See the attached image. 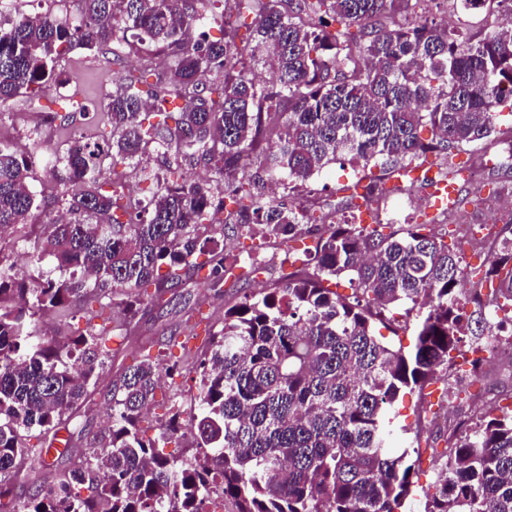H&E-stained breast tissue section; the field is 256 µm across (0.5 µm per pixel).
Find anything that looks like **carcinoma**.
Listing matches in <instances>:
<instances>
[{
    "label": "carcinoma",
    "mask_w": 512,
    "mask_h": 512,
    "mask_svg": "<svg viewBox=\"0 0 512 512\" xmlns=\"http://www.w3.org/2000/svg\"><path fill=\"white\" fill-rule=\"evenodd\" d=\"M221 1L232 7L218 10ZM487 1L509 24L460 41L416 19L421 0H77L76 26L49 9L13 18L0 0V107L63 83L58 63L75 49L118 61L136 42L154 47L139 68L116 74L102 113L78 103L44 115L105 127L99 141L42 157L60 186L54 222L35 223L45 200L31 187L34 155L0 141V230L29 225L33 259L68 272H20L0 245V512H201L215 480L233 512H405L420 452L388 451L392 410L438 370L452 372L462 337L479 341L493 325L481 308L464 311L460 258L428 225L366 231L313 204L303 216L261 201L249 168L305 182L347 155L382 167L369 193H384L396 171L428 154L446 160L478 145L512 116V0H455ZM260 64L277 75L270 87L253 77ZM261 139L277 150L257 151ZM152 147L195 161L213 182L190 180L175 161L146 206L123 202L100 179L105 160L115 167ZM217 225L245 229L255 252L278 238L303 247L293 252L301 266L225 310L200 351L187 423L208 452H158L185 423L173 405L161 425L142 426L160 370L144 347L127 354L113 383L111 424L84 439L78 417L119 353L108 311L124 312L129 334L141 305L183 275L221 284L224 249L200 241ZM238 268L248 282L261 270L250 254ZM344 276L349 295L331 288ZM484 279L512 301L511 239L491 254ZM84 299L99 305L86 326L39 336L40 312ZM401 307L416 313L408 348L377 335ZM62 430L69 448L82 447L59 452L69 453L63 467L50 458ZM431 461L438 478L423 512H512V411L450 436ZM20 477L37 487L17 502L10 483Z\"/></svg>",
    "instance_id": "cac0c4a2"
}]
</instances>
